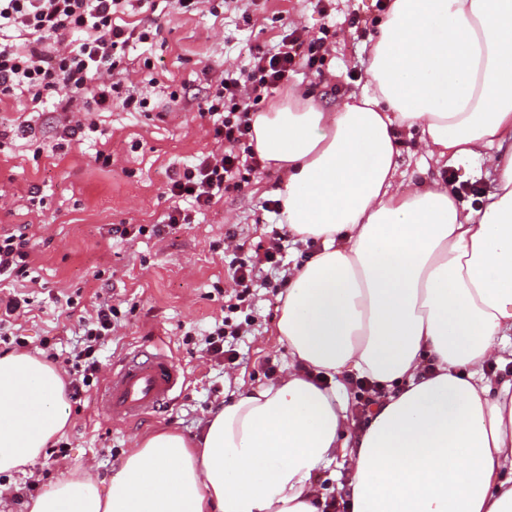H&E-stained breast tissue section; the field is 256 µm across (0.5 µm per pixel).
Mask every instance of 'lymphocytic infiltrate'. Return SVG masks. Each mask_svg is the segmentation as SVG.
Returning a JSON list of instances; mask_svg holds the SVG:
<instances>
[{
    "label": "lymphocytic infiltrate",
    "mask_w": 512,
    "mask_h": 512,
    "mask_svg": "<svg viewBox=\"0 0 512 512\" xmlns=\"http://www.w3.org/2000/svg\"><path fill=\"white\" fill-rule=\"evenodd\" d=\"M132 0H0V102L28 94L34 105L55 102L60 111L108 112L120 89L112 75L130 39L149 40L152 29L140 31L120 25ZM300 37L285 36L275 51L250 52L252 70L242 75L230 71L198 104L200 117L212 123L214 147L207 154L168 177V190L179 200L187 198L208 210L226 191L240 188L242 170H254L259 162L254 152H242L251 131V114L265 92L287 80L298 66L315 67L316 56H302ZM30 238L25 229L0 235V277L26 276ZM281 237L259 242L250 255L233 258L230 266L235 301L228 316L215 321L205 339V352L213 359L235 361L227 337L240 335L244 327L231 316L243 311L253 284L256 264L278 265ZM121 311L110 300L95 306L84 320L86 347L75 356L76 376L71 397L79 399L100 371L95 344L112 335Z\"/></svg>",
    "instance_id": "1"
}]
</instances>
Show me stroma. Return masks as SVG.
I'll return each mask as SVG.
<instances>
[{
  "label": "stroma",
  "instance_id": "35a3bbf8",
  "mask_svg": "<svg viewBox=\"0 0 512 512\" xmlns=\"http://www.w3.org/2000/svg\"><path fill=\"white\" fill-rule=\"evenodd\" d=\"M381 16L375 0H328L318 11L316 0H224L211 8L178 10L169 0H155L154 10L135 12L128 23L158 26V36L132 44L129 56L149 60L151 67L121 74L124 89L148 100L146 111L113 102L111 111L93 113L103 142L61 143L62 113L52 104L39 111L22 103L0 105V119L31 121L36 141L0 139V234L18 225L29 227L31 278L29 300L19 317L24 349L43 354V340L56 352L72 351L77 319L67 316L62 300L72 298L90 308L96 296L119 305L121 325L101 351V371L109 373L130 351L158 345L173 355L188 377L183 392L170 405L134 423L115 422L98 412L99 385H91L82 401H67L69 426L64 436L26 471L0 474V512H26L11 503L12 491L26 500L43 487L76 471L108 479L137 439L156 429L198 435L211 409L238 387L279 379L288 364L286 347L276 333L280 292L275 278L259 275L250 291L254 323L248 336L234 342L235 364L215 363L201 353L203 333L227 307L233 283L224 257V234L253 245L280 231L269 191L279 174L260 166L246 172L240 189L224 195L213 209L194 214L192 223L153 232L173 205L166 175L194 163L212 145L208 123L197 115L202 98L221 71H248L249 49L272 47L289 33L302 40L322 38L318 68L301 67L286 89L312 92L338 107L367 84V69ZM357 26H350V19ZM180 105H169L170 92ZM401 170L397 192L435 179L452 184L468 204L489 192L490 161L480 157L463 165L428 156L417 137L401 134ZM110 153V165L97 162V150ZM38 188L30 198V188ZM128 224L143 225L136 238L123 236Z\"/></svg>",
  "mask_w": 512,
  "mask_h": 512
}]
</instances>
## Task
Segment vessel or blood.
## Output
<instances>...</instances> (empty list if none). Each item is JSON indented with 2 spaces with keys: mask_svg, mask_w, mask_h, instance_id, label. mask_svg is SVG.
Wrapping results in <instances>:
<instances>
[{
  "mask_svg": "<svg viewBox=\"0 0 512 512\" xmlns=\"http://www.w3.org/2000/svg\"><path fill=\"white\" fill-rule=\"evenodd\" d=\"M186 381L184 369L172 356L138 349L113 366L95 404L107 417L134 422L171 403Z\"/></svg>",
  "mask_w": 512,
  "mask_h": 512,
  "instance_id": "1",
  "label": "vessel or blood"
}]
</instances>
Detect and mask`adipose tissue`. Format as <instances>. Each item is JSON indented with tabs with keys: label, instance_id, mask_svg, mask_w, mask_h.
I'll list each match as a JSON object with an SVG mask.
<instances>
[{
	"label": "adipose tissue",
	"instance_id": "1",
	"mask_svg": "<svg viewBox=\"0 0 512 512\" xmlns=\"http://www.w3.org/2000/svg\"><path fill=\"white\" fill-rule=\"evenodd\" d=\"M251 146L281 175L278 222L317 249L288 270L279 380L240 388L200 438L140 437L107 486L48 484L28 512H321L340 462L352 512H512V0H390L368 84L332 110L289 92ZM452 164L493 150L479 208L438 182L405 194L399 134ZM378 389L363 427L350 375ZM66 384L0 354V474L66 431Z\"/></svg>",
	"mask_w": 512,
	"mask_h": 512
}]
</instances>
